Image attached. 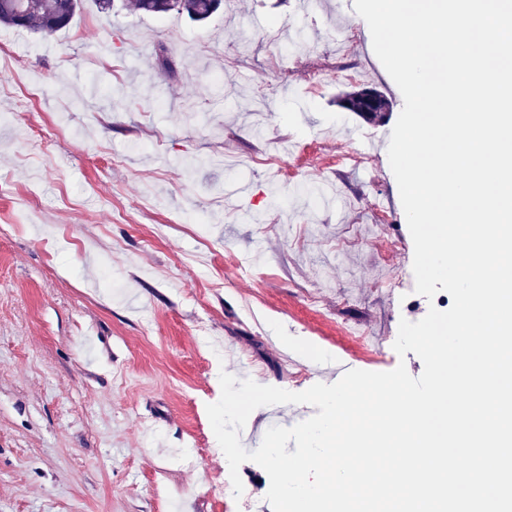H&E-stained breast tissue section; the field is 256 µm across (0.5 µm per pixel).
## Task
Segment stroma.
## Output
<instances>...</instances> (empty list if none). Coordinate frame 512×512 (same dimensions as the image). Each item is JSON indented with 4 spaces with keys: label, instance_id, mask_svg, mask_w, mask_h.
<instances>
[{
    "label": "stroma",
    "instance_id": "1",
    "mask_svg": "<svg viewBox=\"0 0 512 512\" xmlns=\"http://www.w3.org/2000/svg\"><path fill=\"white\" fill-rule=\"evenodd\" d=\"M343 27L358 35L344 51ZM7 50L21 60L0 64V512H253L258 464L240 466L241 497L212 487L230 480L206 410L221 372L291 392L334 383L324 361L422 373L393 348L430 306L387 153L404 100L353 0H224L203 23L87 0L51 35L1 25ZM342 63L390 100L385 123L337 105ZM366 149L372 166L332 164ZM340 325L377 354L347 355ZM316 412L255 409L248 450L270 419Z\"/></svg>",
    "mask_w": 512,
    "mask_h": 512
}]
</instances>
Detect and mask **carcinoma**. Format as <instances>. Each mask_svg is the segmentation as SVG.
Returning <instances> with one entry per match:
<instances>
[{
    "label": "carcinoma",
    "instance_id": "obj_1",
    "mask_svg": "<svg viewBox=\"0 0 512 512\" xmlns=\"http://www.w3.org/2000/svg\"><path fill=\"white\" fill-rule=\"evenodd\" d=\"M222 0H133L146 14L170 12L204 21L221 6ZM81 7V0H0V24L51 35L67 28Z\"/></svg>",
    "mask_w": 512,
    "mask_h": 512
}]
</instances>
